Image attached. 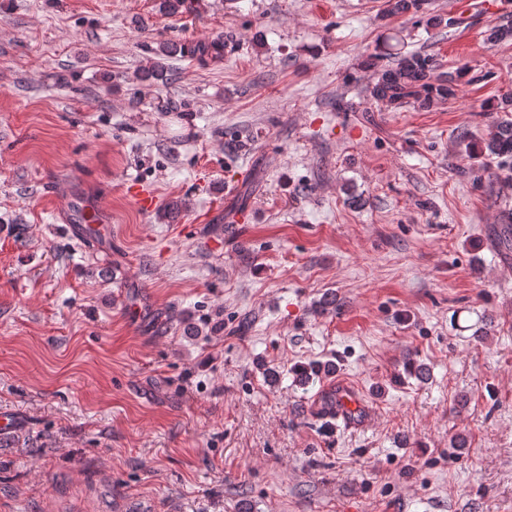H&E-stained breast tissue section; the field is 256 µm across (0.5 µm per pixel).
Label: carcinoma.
<instances>
[{
    "instance_id": "cac0c4a2",
    "label": "carcinoma",
    "mask_w": 512,
    "mask_h": 512,
    "mask_svg": "<svg viewBox=\"0 0 512 512\" xmlns=\"http://www.w3.org/2000/svg\"><path fill=\"white\" fill-rule=\"evenodd\" d=\"M421 0H389V11L393 14L408 12L418 13ZM228 42L204 43L195 48H187L182 44H166L161 47L164 57L192 53L203 60L209 56L218 57L224 53ZM435 60L420 53L400 54L388 65L383 66L375 84L370 89V95L390 109H399L413 103L421 108H428L438 99H453L456 90H449L443 81L432 78ZM168 70L161 61H154L140 72L143 81H165ZM466 149L476 157H495L503 162L512 159V122L504 121L495 126L494 132L486 140L466 146ZM336 369L332 364H311L295 369L297 380L305 384L311 376L321 372Z\"/></svg>"
}]
</instances>
